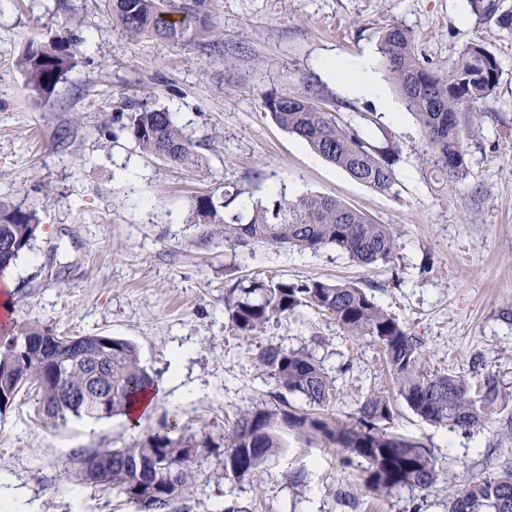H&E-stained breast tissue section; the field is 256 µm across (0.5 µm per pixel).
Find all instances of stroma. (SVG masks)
Instances as JSON below:
<instances>
[{
    "mask_svg": "<svg viewBox=\"0 0 512 512\" xmlns=\"http://www.w3.org/2000/svg\"><path fill=\"white\" fill-rule=\"evenodd\" d=\"M207 23L222 46L130 37L106 0H0V196L35 208L41 231L5 278L13 317L62 336L102 334L134 343L161 394L138 426L122 416L52 425L26 396L0 415V493L10 512H133L123 495L68 480L79 448H125L178 408L188 432L214 448L195 460L186 512H447L448 486L398 488L376 499L361 459L323 438L288 433L258 474L224 475L217 448L240 412L272 406L277 387L258 360L270 344L313 356L336 380L329 412L349 423L370 390L387 389L381 347L345 335L304 308L244 341L224 313L234 278L318 277L351 282L422 342L424 366L466 377L493 373L512 390V31L471 13L467 0H209ZM415 32L421 57L447 66L469 43L496 55L501 76L484 118L468 126L466 167L432 182L419 133L382 67L379 94L355 95L331 74L375 56L386 26ZM74 43L78 64L46 100L28 90L17 61L30 39ZM314 90L322 106L371 141L391 135L401 154L392 192L351 179L282 130L264 101ZM172 112L193 137L203 168L186 170L142 152L122 105ZM65 143H57L60 130ZM237 186V211L273 192L331 195L381 224L398 248L392 263L364 267L318 251L240 245L192 223L194 197ZM512 407L465 434L401 406L395 433L433 454L441 474L464 484L512 456L502 430Z\"/></svg>",
    "mask_w": 512,
    "mask_h": 512,
    "instance_id": "35a3bbf8",
    "label": "stroma"
}]
</instances>
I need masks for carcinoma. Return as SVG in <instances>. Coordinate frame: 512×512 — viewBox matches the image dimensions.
<instances>
[{"label": "carcinoma", "instance_id": "obj_1", "mask_svg": "<svg viewBox=\"0 0 512 512\" xmlns=\"http://www.w3.org/2000/svg\"><path fill=\"white\" fill-rule=\"evenodd\" d=\"M204 0H108L112 21L132 36L151 34L171 42L201 39L206 24H197L194 8ZM471 12L512 29V11L499 0H469ZM380 62L418 127L423 160L436 182L454 179L466 165L463 138L466 124L479 119L474 110L488 101L500 75L496 56L482 43L472 42L446 68L419 59L414 32L390 25L378 43ZM26 86L35 96L50 95L76 66L71 45L28 42L18 60ZM274 122L302 139L328 163L353 180L381 193L392 192L399 149L383 135L369 142L344 125L316 96L301 92L266 99ZM129 129L146 153L169 163L195 166L199 154L192 137L173 120L172 113L130 105ZM240 195L224 188L198 195L193 220L226 240L272 249L316 251L334 246L361 265L389 262L397 250L387 224L332 196L290 195L282 189L269 202L259 201L244 217L233 209ZM37 210L0 199V276L32 248L40 230ZM302 307L331 316L349 336L370 337L382 345L396 392L423 421L464 433L479 432L512 402L497 377L477 378L434 374L425 370L422 342L368 293L350 283L319 278L305 280L237 281L224 289V311L239 337L259 335L267 326ZM52 332L37 325L5 321L0 324V415L11 408L19 392L15 382L34 384L39 400L52 407L48 420L69 416L100 420L126 414L131 402L154 389L155 380L141 364L136 347L112 338V346L96 348L93 336H74L59 345ZM70 359L67 373H54L55 361ZM280 389L284 408L256 406L243 412L224 433V475L250 478L283 447L282 434L318 435L349 456L363 459L365 489L383 496L397 488L418 491L440 480L433 455L422 446L387 431L395 414L391 398L373 391L361 402L357 417L344 423L326 414H300L290 409L287 396L303 398L312 408L325 410L336 399V386L311 355L269 345L258 353ZM214 442L183 432L180 414H164L160 429L128 448H98L74 457V477L89 485L86 463L102 461L99 481L124 495L134 512L143 504L153 512H180L195 479L192 463L200 449ZM448 512H512V467L475 477L462 488L448 480Z\"/></svg>", "mask_w": 512, "mask_h": 512}]
</instances>
